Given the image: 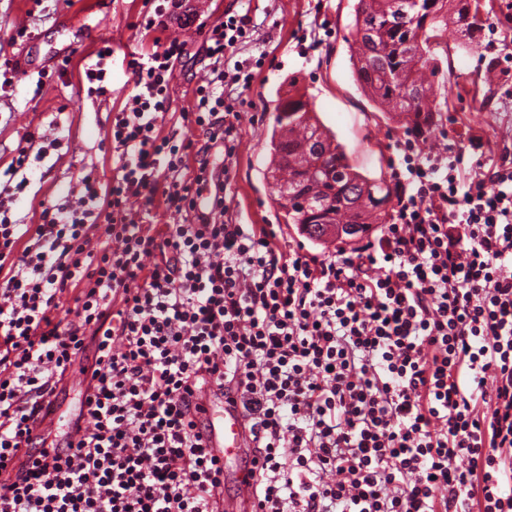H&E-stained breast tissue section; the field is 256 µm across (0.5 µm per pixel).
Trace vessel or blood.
<instances>
[{"instance_id":"obj_1","label":"vessel or blood","mask_w":512,"mask_h":512,"mask_svg":"<svg viewBox=\"0 0 512 512\" xmlns=\"http://www.w3.org/2000/svg\"><path fill=\"white\" fill-rule=\"evenodd\" d=\"M196 401L201 407L199 417L205 426L204 446L221 458L231 455L244 459L252 442L240 411L227 405L222 393L207 385L197 391ZM224 478L234 484L235 494L218 501L219 512H253V482L247 479L244 469L225 471Z\"/></svg>"}]
</instances>
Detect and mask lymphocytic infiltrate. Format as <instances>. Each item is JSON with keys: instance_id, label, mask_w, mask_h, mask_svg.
I'll return each mask as SVG.
<instances>
[{"instance_id": "obj_1", "label": "lymphocytic infiltrate", "mask_w": 512, "mask_h": 512, "mask_svg": "<svg viewBox=\"0 0 512 512\" xmlns=\"http://www.w3.org/2000/svg\"><path fill=\"white\" fill-rule=\"evenodd\" d=\"M253 28L211 26L179 115L228 159ZM184 54L128 60L107 184L83 174L26 224L18 175L59 138L25 134L0 171V512H211L205 385L246 420L256 512H512V156L409 151L392 223L318 257L226 221L223 181L164 132ZM138 201L170 222L139 223ZM71 379L67 432L33 434Z\"/></svg>"}]
</instances>
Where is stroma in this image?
I'll return each mask as SVG.
<instances>
[{"label": "stroma", "instance_id": "35a3bbf8", "mask_svg": "<svg viewBox=\"0 0 512 512\" xmlns=\"http://www.w3.org/2000/svg\"><path fill=\"white\" fill-rule=\"evenodd\" d=\"M486 22L476 43L466 45L449 24L442 47L455 75L435 77L444 96L442 119L428 150L463 154L472 162V138H482L485 157L512 153V8L506 0H482ZM206 24L225 15L252 11L257 26L238 49L254 78L237 89L234 107L241 116L233 158L208 148L215 171L224 178L228 215L239 224L273 225L280 241L301 237L285 223L277 194L265 177L268 141L279 94L297 84L310 99L314 116L346 149L351 163L370 176L391 177L407 138L403 117L375 110L358 91L345 38L354 0H206ZM154 0H0V44L6 60L26 59L30 72L16 73L0 89V168L6 167L27 132L57 125L61 145L40 161H30L29 180L13 206V218L37 223L45 202L65 198L81 173L96 170L101 182L112 176V147L106 131L123 107L131 86L126 58L149 51L154 39L185 41L187 56L176 68L171 109L191 106L192 90L205 76L197 56L207 32L172 20L167 30L148 34L141 24L153 15ZM112 41L108 61L110 100L88 95L83 68L101 39Z\"/></svg>", "mask_w": 512, "mask_h": 512}]
</instances>
